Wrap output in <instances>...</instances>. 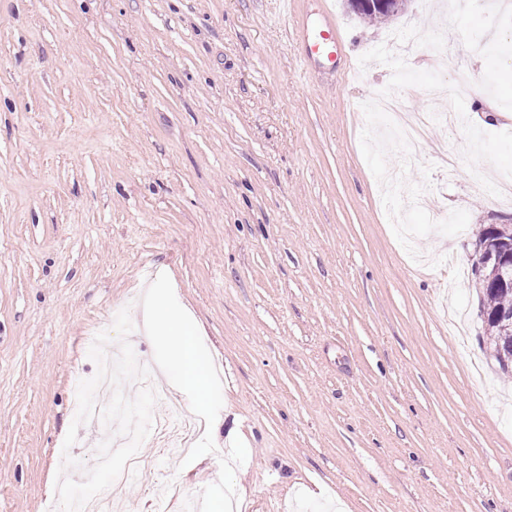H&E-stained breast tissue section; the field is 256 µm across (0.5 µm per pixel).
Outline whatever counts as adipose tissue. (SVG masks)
<instances>
[{"mask_svg":"<svg viewBox=\"0 0 512 512\" xmlns=\"http://www.w3.org/2000/svg\"><path fill=\"white\" fill-rule=\"evenodd\" d=\"M149 333L166 341L169 362L177 369L176 386L186 394L196 409L211 404V375L206 361L197 348L194 335L184 331L182 319L168 301L153 297L149 311Z\"/></svg>","mask_w":512,"mask_h":512,"instance_id":"obj_1","label":"adipose tissue"}]
</instances>
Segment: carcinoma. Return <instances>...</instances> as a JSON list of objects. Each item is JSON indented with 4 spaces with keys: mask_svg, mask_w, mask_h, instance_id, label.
Segmentation results:
<instances>
[{
    "mask_svg": "<svg viewBox=\"0 0 512 512\" xmlns=\"http://www.w3.org/2000/svg\"><path fill=\"white\" fill-rule=\"evenodd\" d=\"M485 257L475 260L472 275L480 293V317L485 327L493 356L503 373L512 372V287L487 288L478 276V265Z\"/></svg>",
    "mask_w": 512,
    "mask_h": 512,
    "instance_id": "obj_1",
    "label": "carcinoma"
}]
</instances>
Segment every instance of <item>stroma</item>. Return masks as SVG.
Masks as SVG:
<instances>
[{"instance_id": "obj_1", "label": "stroma", "mask_w": 512, "mask_h": 512, "mask_svg": "<svg viewBox=\"0 0 512 512\" xmlns=\"http://www.w3.org/2000/svg\"><path fill=\"white\" fill-rule=\"evenodd\" d=\"M410 0L385 23L345 0H0V512H46L62 478L92 495L135 457L117 512H512V377L483 335L478 232L511 224L439 123L407 179L455 236L393 234L361 151L364 102L391 69L359 57L415 25L445 31L440 72L467 117L512 103L494 47L512 20ZM335 63L296 36L322 12ZM430 174H423L424 165ZM208 360L214 420L189 451L113 452L164 405L115 377L111 426L73 379L96 347L160 365L152 288Z\"/></svg>"}]
</instances>
